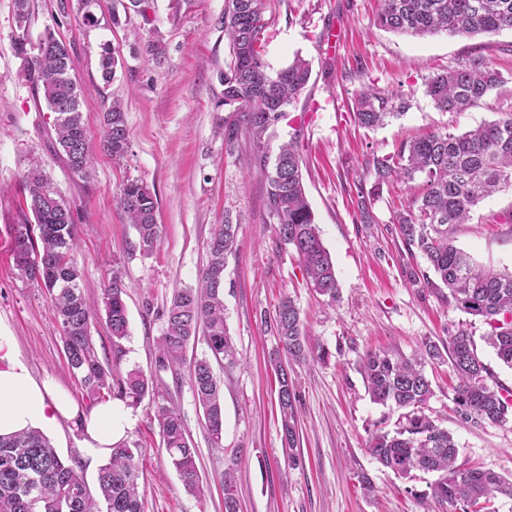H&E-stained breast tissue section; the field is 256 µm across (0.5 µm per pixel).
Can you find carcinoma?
<instances>
[{
    "label": "carcinoma",
    "instance_id": "cac0c4a2",
    "mask_svg": "<svg viewBox=\"0 0 512 512\" xmlns=\"http://www.w3.org/2000/svg\"><path fill=\"white\" fill-rule=\"evenodd\" d=\"M15 8L17 29L23 33L29 27V0H15ZM266 9L267 0H225L220 20L229 42V61L224 67V144L228 148L248 144L263 169L267 167L266 132L284 117L282 110L300 96L311 75L309 62L298 55L287 66L268 71L263 58ZM376 22L385 30L417 36L495 34L512 31V0H382ZM41 43V50L31 53L17 42L16 53L27 56L25 78L53 115L56 144L69 170L86 178L93 147L80 111V90L71 76L69 51L49 31ZM117 66L118 59L109 47H102L100 67L105 81L115 77ZM505 83L497 63L477 53L429 77L424 93L437 110L458 113L484 102ZM407 108L404 95H385L368 87L356 94L353 115L360 127L373 129ZM103 126L101 149L119 163L128 148L120 101H113L103 112ZM373 166L375 182L361 195L356 220L377 223L372 201L384 185L421 179L411 204L394 219L406 251L427 264L424 270L411 269L409 281L435 291L447 288L446 299L456 309L484 321L488 330L482 340L512 369V272L483 268L454 243V230L469 222L475 206L512 188V113L458 134L412 136L401 142L394 155L374 159ZM23 191L35 224L25 221L14 226V262L22 276L49 296L69 370L79 377L92 401L117 396L139 402L154 391V380L136 369L124 375L119 372L121 341L129 331L122 276L112 272L104 283L101 302L90 303L80 286L82 271L75 260L77 224L70 209L38 169L26 176ZM264 202L269 216L277 221L279 243L295 251L307 285L330 303L338 302L335 266L307 200L301 159L291 143L280 148L266 173ZM119 205L136 230L134 249L152 254L160 243L155 192L140 180H128L120 190ZM236 235L237 225L229 215L224 216V223L213 225L208 262L196 286L172 292L157 346V369L188 366L195 401L214 448L223 447L224 401L212 361H222L226 367L236 363L224 318V269ZM100 319L112 338L110 363L101 361L92 335ZM269 327L289 359L303 363L311 355L300 311L292 299L280 301ZM200 333L210 356L189 362L187 348ZM447 351L457 378L452 400L460 420L475 427L512 422V398L502 394L504 387L487 383L489 367L468 329L461 326L448 336ZM442 358L440 347L430 340L422 342L410 358L381 351L365 354L361 374L371 400L399 412L394 430L378 427L369 432L367 452L402 478L437 475L429 484L430 494H422L424 498L430 496L456 512H470L477 505L492 509L499 497L512 498V479L490 470L457 467L453 436L427 414L434 391L425 364ZM275 374L282 453L287 464L295 465L297 394L288 368L279 361ZM157 419L162 445L184 489L199 493L197 450L183 416L177 408L161 405ZM239 460L234 457L224 471V512H240L234 475ZM98 491L96 498L41 432L0 438V512H144L135 449L124 442L112 447V456L99 469Z\"/></svg>",
    "mask_w": 512,
    "mask_h": 512
}]
</instances>
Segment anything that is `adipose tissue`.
<instances>
[{"label":"adipose tissue","mask_w":512,"mask_h":512,"mask_svg":"<svg viewBox=\"0 0 512 512\" xmlns=\"http://www.w3.org/2000/svg\"><path fill=\"white\" fill-rule=\"evenodd\" d=\"M129 413L130 405L122 398L80 408L53 380L36 379L13 336L0 325V437L30 430L50 433L62 421L78 420L81 458L94 469L124 438Z\"/></svg>","instance_id":"obj_1"}]
</instances>
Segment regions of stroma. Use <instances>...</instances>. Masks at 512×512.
<instances>
[{
    "instance_id": "1",
    "label": "stroma",
    "mask_w": 512,
    "mask_h": 512,
    "mask_svg": "<svg viewBox=\"0 0 512 512\" xmlns=\"http://www.w3.org/2000/svg\"><path fill=\"white\" fill-rule=\"evenodd\" d=\"M125 0H93L96 23L86 25L77 0H30L29 35L52 32L69 48L81 88V109L95 144L88 180L74 177L59 151L43 99L24 76L15 51V2L0 0V323L14 337L36 378H51L76 403L89 400L69 370L59 327L43 290L24 279L11 253V233L28 209L21 188L39 167L71 209L78 225L76 259L81 286L94 301L112 272H121L129 335L119 369L155 376L156 391L134 404L125 440L139 449L145 512H224L221 479L235 453L241 512H449L424 503L432 475L396 476L366 453L376 426L397 420L373 403L359 364L366 351L413 355L424 340L446 342L460 325L474 337L484 323L454 309L442 294L410 285L406 271L424 266L411 258L392 222L408 206L415 186H383L372 204L375 223L356 222L359 193L375 181L373 160L392 155L411 134L460 133L512 112V82L480 105L459 114L434 108L424 94L429 76L479 52L512 73V32L473 37L445 33L415 37L386 31L375 22L378 0H270L265 45L269 70L300 56L311 64L307 87L265 136L276 156L293 143L301 160L306 195L324 246L336 268L340 299L328 304L309 288L296 254L279 246L264 204L262 171L247 146H224V66L229 46L219 23L224 0H154L147 15L125 11ZM164 49L154 59L148 44ZM119 61L114 79L99 67L102 45ZM366 87L409 99L405 113L373 130L352 116L354 94ZM121 101L129 148L121 164L99 150L102 112ZM129 179L144 181L158 200L161 242L149 256L134 252L136 232L118 204ZM512 189L475 207L459 225L455 244L478 264L512 271ZM232 216L237 246L224 270V316L237 349L233 367L215 366L224 385V445L212 447L187 368L157 371L156 346L162 309L173 289L196 284L207 263L213 225ZM295 301L306 332L324 358L292 363L288 372L298 395L297 465L282 454L276 413L274 357L281 346L262 315H274L282 298ZM434 379L428 412L452 434L456 464L512 477V424L473 427L454 411L450 366L427 365ZM181 411L198 452L201 491H185L165 452L157 408ZM374 484L364 492L357 477Z\"/></svg>"
}]
</instances>
